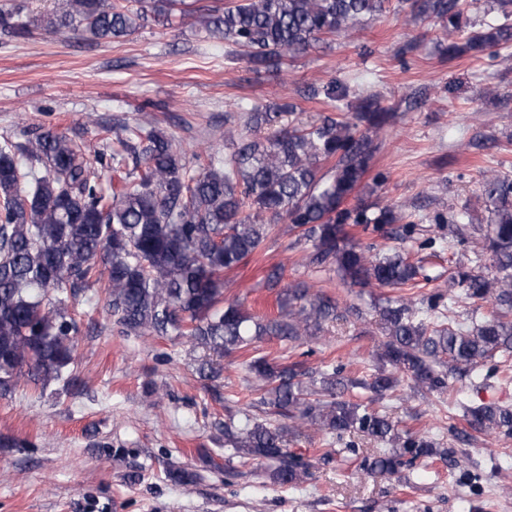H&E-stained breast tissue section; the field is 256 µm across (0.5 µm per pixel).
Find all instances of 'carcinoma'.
<instances>
[{"instance_id":"1","label":"carcinoma","mask_w":512,"mask_h":512,"mask_svg":"<svg viewBox=\"0 0 512 512\" xmlns=\"http://www.w3.org/2000/svg\"><path fill=\"white\" fill-rule=\"evenodd\" d=\"M389 0H226L199 13L187 0H66L62 12L23 15L21 4L0 7V33L25 38L31 28L48 34L79 32L92 40L114 41L133 33L138 21L165 19L174 11L198 14L214 38L244 51L254 65L307 52L326 37L339 36L377 19ZM418 16L433 17L448 33L461 28L462 0H398ZM504 23L473 32L465 42H448V58L512 43V0H493ZM313 94L340 102L349 83L331 79ZM294 111L287 101L276 112H249V134L227 130L228 152L178 150L173 136L144 118L112 126L120 149L91 162L82 144L52 128L26 134L25 141L0 143V396L21 384L46 388L72 379L77 360L75 337L80 321L69 313L64 296L94 290L105 295L112 325L130 335L188 336L203 357L199 371L215 379L221 360L242 351L261 394L254 407L287 425L254 420L235 430L224 424L226 479L245 475L232 466L266 462V478L296 486L311 476L312 464L288 448L304 426L318 425L341 440L361 436L378 444L336 449L360 455L367 475L399 474L439 458L453 448H438L427 432L403 429L400 421L372 407L401 400L402 378L428 392H453L449 378L472 373L497 375V358L512 354V177L492 174L481 184L490 214L481 249L491 253L495 273L460 265L452 279L462 288L463 321L443 314L441 292L421 295L416 308L404 298L379 306L384 339L376 345L379 366L362 377L346 365L321 369L303 361L269 359L258 354L266 340L302 344L329 322L359 314L313 291L306 282L280 286L281 269L267 275L277 295L279 314L258 316L238 300H224V271L248 261L285 220L312 243L310 261L334 264L344 280L361 287L415 288L430 280L424 266L405 249L373 252L348 231L360 226L387 234L398 216L392 205L345 201L372 169L381 149L374 133L394 117L374 95L363 98L348 118L332 114L297 125L279 119ZM269 127L263 135L258 129ZM111 172L104 189L101 171ZM464 215L454 209L434 221L458 234ZM408 222L395 238L435 249L437 239L416 237ZM492 301L502 312L477 318L478 302ZM356 389L371 394L367 403L346 398ZM469 425L512 438V408L495 403L466 407Z\"/></svg>"}]
</instances>
